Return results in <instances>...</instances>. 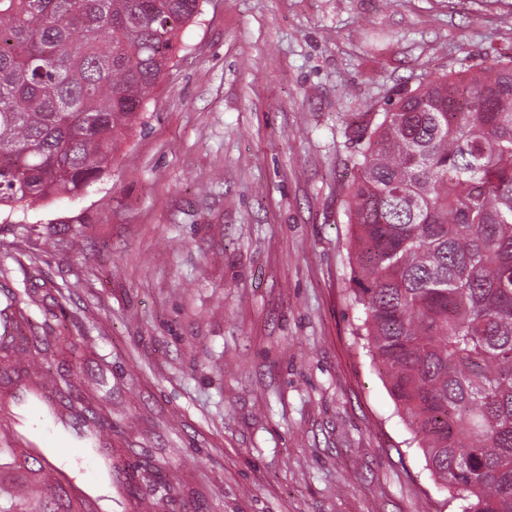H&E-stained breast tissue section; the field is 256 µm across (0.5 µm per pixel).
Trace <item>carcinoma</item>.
<instances>
[{"label": "carcinoma", "mask_w": 512, "mask_h": 512, "mask_svg": "<svg viewBox=\"0 0 512 512\" xmlns=\"http://www.w3.org/2000/svg\"><path fill=\"white\" fill-rule=\"evenodd\" d=\"M200 2L0 0V207L75 194L107 170ZM344 135L372 365L461 512H512V57L420 85ZM40 289L6 296L5 317L27 321ZM55 417L95 450L112 422L83 392Z\"/></svg>", "instance_id": "1"}]
</instances>
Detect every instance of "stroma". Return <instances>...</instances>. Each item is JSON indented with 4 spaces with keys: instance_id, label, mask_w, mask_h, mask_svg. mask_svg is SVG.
<instances>
[{
    "instance_id": "35a3bbf8",
    "label": "stroma",
    "mask_w": 512,
    "mask_h": 512,
    "mask_svg": "<svg viewBox=\"0 0 512 512\" xmlns=\"http://www.w3.org/2000/svg\"><path fill=\"white\" fill-rule=\"evenodd\" d=\"M512 56V0H204L83 191L0 209V272L108 379L101 512H460L357 334L347 125ZM0 459V512H70Z\"/></svg>"
}]
</instances>
